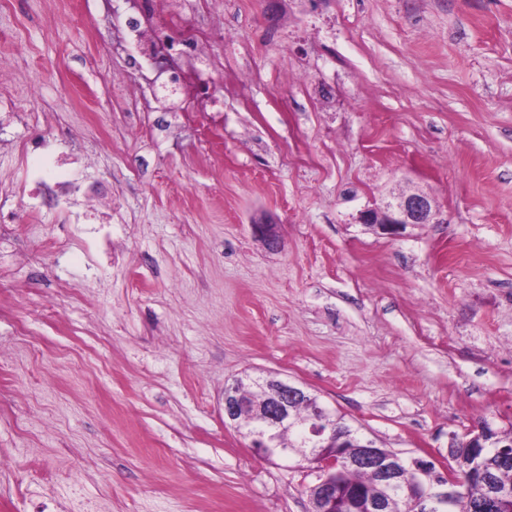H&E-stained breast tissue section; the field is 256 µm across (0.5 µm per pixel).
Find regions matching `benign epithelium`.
Masks as SVG:
<instances>
[{
	"mask_svg": "<svg viewBox=\"0 0 512 512\" xmlns=\"http://www.w3.org/2000/svg\"><path fill=\"white\" fill-rule=\"evenodd\" d=\"M437 216L430 196L415 191L364 208L358 221L374 232L397 236L407 225L433 224ZM251 228L254 237L268 248L274 250L279 246L280 225L260 220L253 222ZM254 395L261 398L262 427L252 435L251 445L265 457L291 456L313 466L316 482L307 491L310 512H390L389 503L402 487L404 512H447L467 477L483 471L482 451L486 443L499 442L501 435L486 422L459 439L473 449L471 463L464 470L451 457L439 465L421 458H405L365 437L356 439L355 453L342 462L336 457V450L322 445L330 410L313 402V396L304 387L273 375L254 383ZM300 405L308 406V416L299 422L302 436L291 446L283 445L281 435L294 426L293 412ZM246 406L239 382L224 387V421L238 425ZM345 466L369 471L374 478L373 492L366 494L340 483L338 477ZM500 500L501 496L485 485L471 504L479 512H496Z\"/></svg>",
	"mask_w": 512,
	"mask_h": 512,
	"instance_id": "obj_1",
	"label": "benign epithelium"
}]
</instances>
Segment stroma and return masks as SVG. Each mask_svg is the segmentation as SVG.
<instances>
[{"instance_id": "obj_1", "label": "stroma", "mask_w": 512, "mask_h": 512, "mask_svg": "<svg viewBox=\"0 0 512 512\" xmlns=\"http://www.w3.org/2000/svg\"><path fill=\"white\" fill-rule=\"evenodd\" d=\"M133 5L0 0V512H308L224 423L245 375L412 457L511 428L512 0H200L191 107ZM37 134L87 221L22 196ZM414 189L437 223H358ZM251 228L256 239L263 242L269 249H277L281 239L280 224H273L268 220H255ZM247 406V401L243 398L240 390L239 381L224 387V423L238 426L241 419V412Z\"/></svg>"}]
</instances>
